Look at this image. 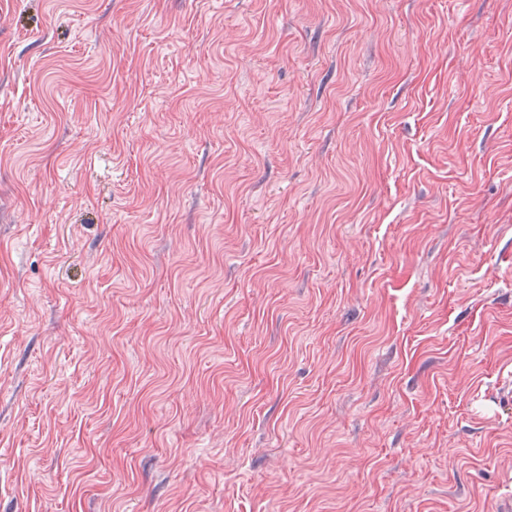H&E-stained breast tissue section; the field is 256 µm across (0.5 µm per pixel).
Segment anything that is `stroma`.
Listing matches in <instances>:
<instances>
[{
  "mask_svg": "<svg viewBox=\"0 0 512 512\" xmlns=\"http://www.w3.org/2000/svg\"><path fill=\"white\" fill-rule=\"evenodd\" d=\"M512 0H0V512H497Z\"/></svg>",
  "mask_w": 512,
  "mask_h": 512,
  "instance_id": "obj_1",
  "label": "stroma"
}]
</instances>
